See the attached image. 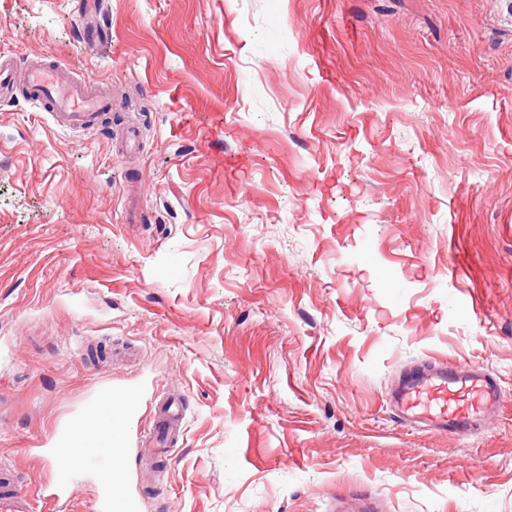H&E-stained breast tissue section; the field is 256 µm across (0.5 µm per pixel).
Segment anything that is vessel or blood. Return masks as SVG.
Listing matches in <instances>:
<instances>
[{"label":"vessel or blood","mask_w":512,"mask_h":512,"mask_svg":"<svg viewBox=\"0 0 512 512\" xmlns=\"http://www.w3.org/2000/svg\"><path fill=\"white\" fill-rule=\"evenodd\" d=\"M17 79L27 87L30 101L47 108L53 123L66 131L87 128L99 112L112 106L110 96L91 91L89 83L69 77L63 67L39 65L22 70L14 57L0 56V82ZM499 398L492 373L432 363L399 383L390 395V405L405 422H428L459 434L475 429L482 421L483 407ZM135 408L133 394H103L64 423L58 438L66 448L54 451L56 475L41 488L44 501L55 512H68L71 506L75 489L67 473L77 464L95 467L94 512H139L136 498L115 490L127 454V422ZM107 415L112 418L111 428L89 432L90 423ZM183 421L182 403L168 397L150 425L141 430L142 447L158 456L168 455L178 443ZM0 512H32L26 483L7 469L0 470Z\"/></svg>","instance_id":"1"}]
</instances>
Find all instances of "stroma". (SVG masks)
<instances>
[{"label":"stroma","instance_id":"35a3bbf8","mask_svg":"<svg viewBox=\"0 0 512 512\" xmlns=\"http://www.w3.org/2000/svg\"><path fill=\"white\" fill-rule=\"evenodd\" d=\"M0 0V52L104 82L0 97V463L103 391L180 394L140 512H512V0ZM138 146L115 138L128 121ZM429 361L503 392L398 421ZM18 78L27 87L29 100L66 131L87 128L99 112L112 107L110 96L92 92L89 83L70 78L61 66L39 65L22 70L16 58L0 56V87L2 81L14 84Z\"/></svg>","mask_w":512,"mask_h":512}]
</instances>
